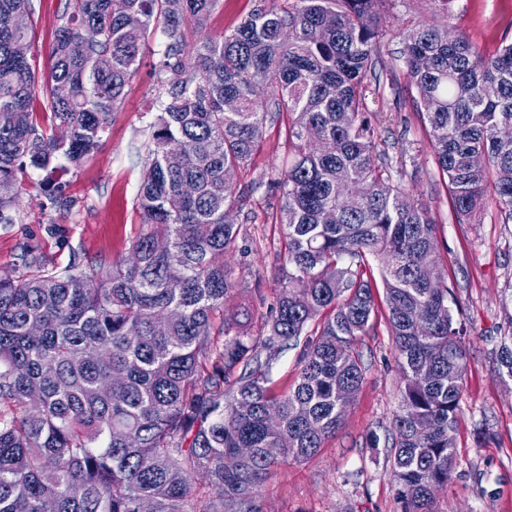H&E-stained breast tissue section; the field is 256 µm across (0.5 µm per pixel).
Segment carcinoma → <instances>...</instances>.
Listing matches in <instances>:
<instances>
[{
	"mask_svg": "<svg viewBox=\"0 0 512 512\" xmlns=\"http://www.w3.org/2000/svg\"><path fill=\"white\" fill-rule=\"evenodd\" d=\"M219 2L65 0L40 113L36 66L14 53L31 0H0L1 224L14 223L28 164L67 205L57 160L77 166L98 149L151 27L165 38L131 257L77 275V263L56 267L27 246L36 273L0 278V512H260L272 467L314 456L363 383L356 338L378 309L368 257L404 375L391 443L401 512H435L434 489L448 483L467 328L450 314L448 282L428 274L435 221L392 182L370 120L390 0H258L233 32L185 55ZM424 2L430 19L397 17L398 59L454 218L471 224L492 203L508 224L512 138L499 132L512 127V41L489 51L451 35L455 0ZM269 125L288 144V166L268 181L284 264L248 336L226 314L240 288L226 256L250 221L249 191L226 172L250 164ZM287 346L300 348L298 372L278 392L272 369ZM495 373L512 376V344Z\"/></svg>",
	"mask_w": 512,
	"mask_h": 512,
	"instance_id": "carcinoma-1",
	"label": "carcinoma"
}]
</instances>
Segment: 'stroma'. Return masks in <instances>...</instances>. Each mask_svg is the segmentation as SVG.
I'll return each instance as SVG.
<instances>
[{
    "label": "stroma",
    "instance_id": "35a3bbf8",
    "mask_svg": "<svg viewBox=\"0 0 512 512\" xmlns=\"http://www.w3.org/2000/svg\"><path fill=\"white\" fill-rule=\"evenodd\" d=\"M65 0H33L35 28L31 54L38 84L46 86L49 50ZM416 0H395L382 25L387 72L372 123L392 171L403 174L410 194L430 209L435 223L436 265L452 295L455 322L465 324L468 368L455 427V464L448 484L435 495V512H512V379L498 377L496 355L512 336V223H503L495 206L476 223H456L451 202L430 147L425 120L413 108L406 69L394 57L403 34L394 16L417 9ZM478 44L495 48L512 29V0H457L452 20ZM163 41L153 30L138 71L124 90L123 103L110 117L97 152L67 175L70 207L51 204L41 189L42 171L26 167L19 176L15 221L0 224V274H25L21 247L36 245L57 266L79 258V273L126 259L141 228L138 190L141 154L152 146L150 125L154 54ZM287 150L276 126H269L261 150L232 182L252 185L248 201L252 222L231 257L230 268L242 283V301H251L254 281L274 298L279 263L274 253L282 228L276 222L277 196L266 189L274 171L285 168ZM356 346L365 365L363 384L336 435L310 459L274 466L260 492L262 512H401L396 498L390 448L384 437L392 425L403 374L383 315H376ZM376 433L377 446L366 437Z\"/></svg>",
    "mask_w": 512,
    "mask_h": 512
}]
</instances>
